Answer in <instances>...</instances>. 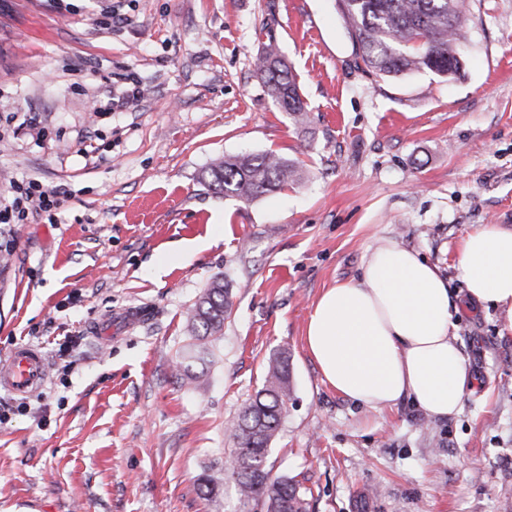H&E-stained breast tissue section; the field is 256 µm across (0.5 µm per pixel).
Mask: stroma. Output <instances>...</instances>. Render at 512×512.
<instances>
[{
  "label": "stroma",
  "mask_w": 512,
  "mask_h": 512,
  "mask_svg": "<svg viewBox=\"0 0 512 512\" xmlns=\"http://www.w3.org/2000/svg\"><path fill=\"white\" fill-rule=\"evenodd\" d=\"M109 2L0 0V191L35 179L66 195L0 226V363L32 344L49 365L31 396L0 389V512H238L234 483L208 500L197 480L279 355L290 391L269 460L310 489V512H512L502 313L461 309L474 385L445 418L343 398L304 340L320 293L361 281L382 241L419 251L458 300L467 235L512 229V0H470L448 78L372 73L336 0H120L117 26ZM270 39L305 122L261 80ZM267 152L301 180L243 202L203 179L217 158ZM215 224L223 239L178 256ZM217 276L231 313L188 384L187 313ZM133 307L144 319L123 325Z\"/></svg>",
  "instance_id": "1"
}]
</instances>
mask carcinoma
<instances>
[{
	"instance_id": "carcinoma-1",
	"label": "carcinoma",
	"mask_w": 512,
	"mask_h": 512,
	"mask_svg": "<svg viewBox=\"0 0 512 512\" xmlns=\"http://www.w3.org/2000/svg\"><path fill=\"white\" fill-rule=\"evenodd\" d=\"M337 6L350 22L363 62L377 75L427 69L448 76L462 67L456 56L467 19L462 0H337ZM259 72L269 95L285 111L303 119L306 109L299 87L276 45H266ZM207 179L216 192L248 202L288 187L296 180V168L272 152L227 156L211 165ZM230 307L224 279L214 278L189 311L188 327L195 343L176 363L181 380L193 383L204 376L194 371L192 359L209 354L205 340L222 332ZM287 403V363L276 358L262 388L249 398L229 430L234 448L220 468L201 478L206 497L215 496L229 477L237 488L241 512H248L254 502L262 503L265 512H308L307 499L295 478L270 476V443Z\"/></svg>"
}]
</instances>
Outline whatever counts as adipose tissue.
<instances>
[{"mask_svg": "<svg viewBox=\"0 0 512 512\" xmlns=\"http://www.w3.org/2000/svg\"><path fill=\"white\" fill-rule=\"evenodd\" d=\"M467 300L512 319V231L486 224L459 260ZM459 309L437 267L392 241L369 252L362 280L327 288L311 308L309 356L340 396L381 411L402 399L444 418L473 378L455 344Z\"/></svg>", "mask_w": 512, "mask_h": 512, "instance_id": "obj_1", "label": "adipose tissue"}]
</instances>
